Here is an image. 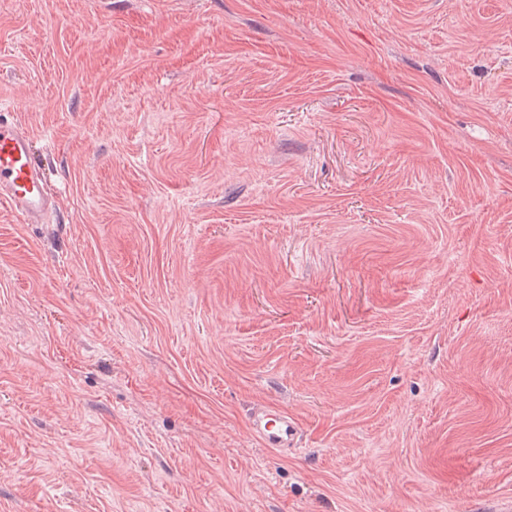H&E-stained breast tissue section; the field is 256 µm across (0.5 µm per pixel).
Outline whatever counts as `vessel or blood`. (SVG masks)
Returning a JSON list of instances; mask_svg holds the SVG:
<instances>
[{"label":"vessel or blood","instance_id":"b4317fda","mask_svg":"<svg viewBox=\"0 0 512 512\" xmlns=\"http://www.w3.org/2000/svg\"><path fill=\"white\" fill-rule=\"evenodd\" d=\"M48 176L33 156V137L20 122L0 113V203L25 224H42L56 202L47 188ZM251 429L260 442L281 452L295 450L300 425L287 412L256 409Z\"/></svg>","mask_w":512,"mask_h":512}]
</instances>
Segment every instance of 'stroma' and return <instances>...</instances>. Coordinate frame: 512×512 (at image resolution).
Here are the masks:
<instances>
[{"label":"stroma","mask_w":512,"mask_h":512,"mask_svg":"<svg viewBox=\"0 0 512 512\" xmlns=\"http://www.w3.org/2000/svg\"><path fill=\"white\" fill-rule=\"evenodd\" d=\"M0 106L7 512L512 503V0H0ZM0 202L24 224H44L55 208L48 176L33 156L29 129L0 108ZM251 430L267 448L278 450L280 453L296 451L300 448L298 440L300 425L288 412L270 413L265 408L255 410L251 419Z\"/></svg>","instance_id":"1"}]
</instances>
